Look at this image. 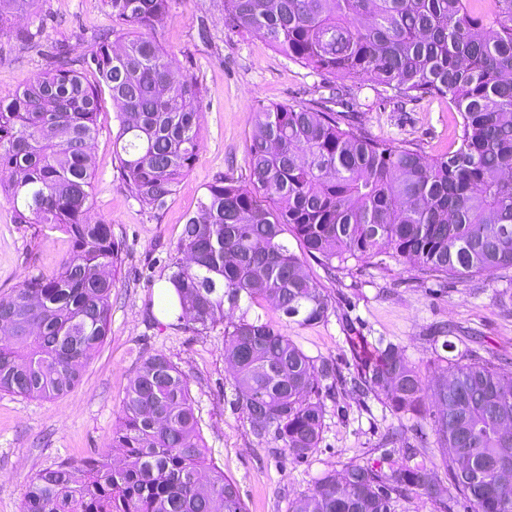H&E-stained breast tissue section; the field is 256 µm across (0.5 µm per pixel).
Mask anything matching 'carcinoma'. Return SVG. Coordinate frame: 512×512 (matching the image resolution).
Segmentation results:
<instances>
[{
  "instance_id": "carcinoma-1",
  "label": "carcinoma",
  "mask_w": 512,
  "mask_h": 512,
  "mask_svg": "<svg viewBox=\"0 0 512 512\" xmlns=\"http://www.w3.org/2000/svg\"><path fill=\"white\" fill-rule=\"evenodd\" d=\"M39 0H0V33L31 45L14 28ZM112 26L84 57L54 43L46 68L13 99L0 100V195L15 224L68 235L71 252L50 277H32L0 297V391L52 399L73 389L107 339L112 288L121 263L111 225L90 217L103 93L116 109L113 140L122 180L141 208L158 215L197 154L192 74L155 30L171 0H104ZM224 27L254 34L319 74L368 78L379 104L443 97L457 113L456 150L426 158L407 141L366 134L336 88L320 106H261L247 150L249 184L209 183L186 216L168 278L178 321L224 335L235 372L231 405L260 443L295 460L318 448L336 365L307 355L267 322L263 304L303 326L335 310L301 258L329 272L349 260L386 254L427 276L466 279L512 269V0H224ZM247 309L237 318L225 309ZM353 388L395 414L435 403L432 433L449 482L404 457L385 472L349 463L318 477L288 512H394L417 494L448 508L512 512V374L473 355L448 360L446 376L424 380L388 343L363 360ZM112 447L125 464L93 452L36 474L21 512H246L235 482L217 466L200 481L205 446L189 381L163 352L143 358L130 379Z\"/></svg>"
}]
</instances>
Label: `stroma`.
<instances>
[{"label": "stroma", "mask_w": 512, "mask_h": 512, "mask_svg": "<svg viewBox=\"0 0 512 512\" xmlns=\"http://www.w3.org/2000/svg\"><path fill=\"white\" fill-rule=\"evenodd\" d=\"M223 0H172L171 16L156 37L181 69L198 80L199 150L189 174L157 217L141 211L132 186L117 172L113 138L118 120L111 99L97 116L91 146L95 174L94 219L108 222L122 251L112 290L109 336L82 371L79 384L52 400L0 393V512H20L29 480L66 458L110 450L112 431L124 417L123 398L141 358L167 354L189 380L190 396L202 415L207 460L236 483L247 512H287L289 500L310 488L315 477L358 462L382 469L400 463L402 451L380 450L390 428L413 431L432 426L434 402L420 414H392L374 399L338 386L326 399L323 439L307 459L296 461L275 445H260L230 404L233 369L224 357V338L184 328L169 312L168 276L178 260L177 243L186 213L195 211L205 186L217 175L248 181L246 152L262 105H296L328 96L324 76L288 60L263 39L228 31ZM103 0H40L39 16L16 17L14 27L38 31L36 47L0 35V99L10 100L45 67L41 46L63 42L74 55L92 50L90 37L109 25ZM207 27L211 43L198 38ZM370 89L350 90L349 111L367 133L416 143L432 158L452 147L457 129L447 99L426 96L404 111L373 105ZM71 250L66 234L15 224L0 199V296L25 279L52 275ZM309 276L332 298L327 321L300 326L281 313L252 307L272 321L308 355L333 361L343 378L360 359L372 357L379 340L398 344L422 376L440 375L444 350L431 325H455V351L477 352L512 362V291L504 278L423 277L417 269L384 256L328 274L305 258Z\"/></svg>", "instance_id": "stroma-1"}]
</instances>
